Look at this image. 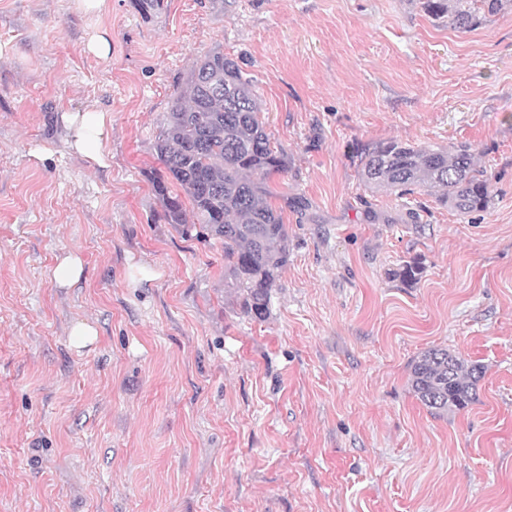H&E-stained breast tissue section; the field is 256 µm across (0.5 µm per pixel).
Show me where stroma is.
<instances>
[{"label":"stroma","instance_id":"35a3bbf8","mask_svg":"<svg viewBox=\"0 0 512 512\" xmlns=\"http://www.w3.org/2000/svg\"><path fill=\"white\" fill-rule=\"evenodd\" d=\"M215 47L288 154L262 321L149 181ZM88 108L112 116L103 168L60 124ZM391 139L471 144L489 209L365 187L361 148ZM433 347L484 367L440 417L409 385ZM0 512H512V10L459 32L416 0H0ZM84 274V263L80 255L67 252L57 257L52 270L53 280L60 286H71L79 282Z\"/></svg>","mask_w":512,"mask_h":512}]
</instances>
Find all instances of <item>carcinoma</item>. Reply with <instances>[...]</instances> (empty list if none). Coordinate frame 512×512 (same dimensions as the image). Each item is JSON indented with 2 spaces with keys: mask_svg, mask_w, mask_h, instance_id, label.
Here are the masks:
<instances>
[{
  "mask_svg": "<svg viewBox=\"0 0 512 512\" xmlns=\"http://www.w3.org/2000/svg\"><path fill=\"white\" fill-rule=\"evenodd\" d=\"M434 20L465 32L512 0H418ZM165 173L151 179L161 219L183 226L202 241L224 244V290L242 300L243 312L261 320L270 292L288 263V231L269 182L288 170V155L271 145L260 119L251 80L237 61L216 48L191 70L186 90L167 113L155 143ZM476 149H448L393 139L364 149L359 175L366 186L411 195L436 190L438 202L462 213L484 212L488 178L477 168ZM181 192L175 193L171 185ZM482 367L468 365L446 348L425 351L411 366V387L433 415L467 408Z\"/></svg>",
  "mask_w": 512,
  "mask_h": 512,
  "instance_id": "carcinoma-1",
  "label": "carcinoma"
}]
</instances>
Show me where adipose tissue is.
I'll return each instance as SVG.
<instances>
[{"instance_id": "1", "label": "adipose tissue", "mask_w": 512, "mask_h": 512, "mask_svg": "<svg viewBox=\"0 0 512 512\" xmlns=\"http://www.w3.org/2000/svg\"><path fill=\"white\" fill-rule=\"evenodd\" d=\"M62 119L68 132V149L91 163L105 166L109 129L112 125L110 113L94 109L66 113Z\"/></svg>"}]
</instances>
